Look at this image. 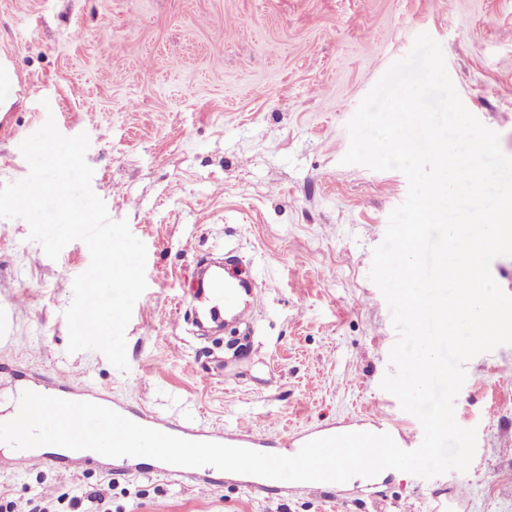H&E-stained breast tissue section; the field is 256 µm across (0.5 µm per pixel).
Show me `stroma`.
<instances>
[{
    "label": "stroma",
    "mask_w": 512,
    "mask_h": 512,
    "mask_svg": "<svg viewBox=\"0 0 512 512\" xmlns=\"http://www.w3.org/2000/svg\"><path fill=\"white\" fill-rule=\"evenodd\" d=\"M422 32L512 157V0H0V54L17 78L0 185L28 175L21 140L54 118L63 135L88 134L94 193L147 248L122 371L100 351H67L85 243L53 260L25 220L0 225V410L13 373L59 369L216 429L275 440L373 409L416 442L419 420L380 386L399 333L369 278L408 180L341 159L360 102ZM209 256L245 267L264 301L204 337L192 296ZM465 372L454 415L477 444L464 472L396 470L334 502L321 485L258 497L229 480L14 473L0 452V491L24 505L101 487L112 512H512V344Z\"/></svg>",
    "instance_id": "35a3bbf8"
}]
</instances>
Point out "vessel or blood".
<instances>
[{"label":"vessel or blood","mask_w":512,"mask_h":512,"mask_svg":"<svg viewBox=\"0 0 512 512\" xmlns=\"http://www.w3.org/2000/svg\"><path fill=\"white\" fill-rule=\"evenodd\" d=\"M244 286V280L230 281L221 273H214L210 288H207L197 298L198 312L205 314L211 320L218 321L223 319L224 315L238 312L243 305H255L256 292L245 291ZM27 391L68 400L101 404L113 408L139 425L188 440L216 442L269 454L277 452L283 456L292 453L287 439H280L279 443L275 444L259 437L250 429L216 431L195 423H184L176 419L161 417L146 409L112 401L95 384L78 383L56 372L40 375L37 382L34 383L21 379L14 380L13 400L9 407L10 415H17L20 398ZM130 463V458H109L91 450L44 451L40 453L33 448L12 450L10 459V464L15 469L31 465L67 473L98 470L113 474L124 471ZM151 468L155 474L175 476L193 485L216 487L223 482L221 471L211 466L179 467L156 460L153 461ZM240 482L252 494L262 497L284 491L287 487L286 482L283 481L246 474L241 475Z\"/></svg>","instance_id":"b4317fda"}]
</instances>
